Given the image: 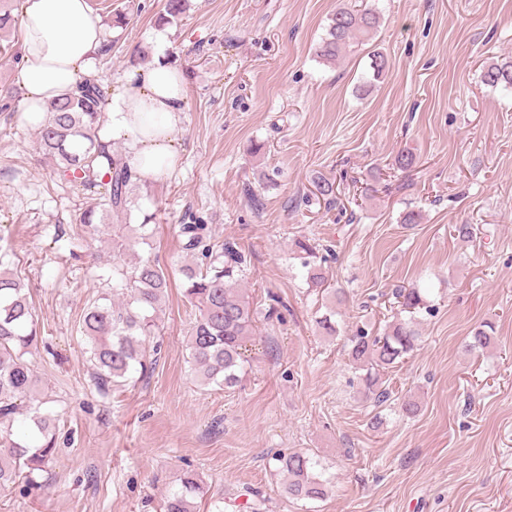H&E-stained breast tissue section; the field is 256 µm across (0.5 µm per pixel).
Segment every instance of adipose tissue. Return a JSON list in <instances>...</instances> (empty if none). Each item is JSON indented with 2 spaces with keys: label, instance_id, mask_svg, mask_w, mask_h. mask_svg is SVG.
<instances>
[{
  "label": "adipose tissue",
  "instance_id": "adipose-tissue-1",
  "mask_svg": "<svg viewBox=\"0 0 512 512\" xmlns=\"http://www.w3.org/2000/svg\"><path fill=\"white\" fill-rule=\"evenodd\" d=\"M22 42L13 84L20 121L35 127L50 101L92 71L103 23L89 0H21ZM185 110L181 70L165 60L127 71L112 89L99 136L123 142L130 166L144 179L168 174L179 161L177 128Z\"/></svg>",
  "mask_w": 512,
  "mask_h": 512
}]
</instances>
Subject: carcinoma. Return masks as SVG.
<instances>
[{"label": "carcinoma", "instance_id": "cac0c4a2", "mask_svg": "<svg viewBox=\"0 0 512 512\" xmlns=\"http://www.w3.org/2000/svg\"><path fill=\"white\" fill-rule=\"evenodd\" d=\"M380 25V14L372 9L340 6L330 18L316 48V56L334 63L348 48L370 42ZM487 86L512 88V59L491 62L481 72ZM108 91L97 79L86 77L62 97L47 105L37 126L41 150L53 161V175L59 181L93 193L94 204L80 216L84 233L95 235L111 217L135 206L141 177L127 157L114 152L102 141L98 129ZM147 223L119 224L112 238V250L124 251L127 243L148 241ZM182 249L196 258L182 273L188 283L186 296L198 311L188 339L190 363L202 386L234 388L242 380L246 343L254 336L258 311L248 296L236 287L246 264L244 254L231 242L212 241L209 225L199 217L179 225ZM0 253V489L37 484L35 473L43 471L55 453L56 418L24 404L37 391L38 376L27 355L37 342L33 307L23 285L8 268ZM127 290L118 305L91 300L86 306L79 331L90 344L94 379L101 389L122 386L127 374L148 371L145 339L158 331L162 302L169 277L154 260L137 257L113 266ZM401 307L412 313L425 306L419 288H398ZM419 331L412 320L395 321L381 335L371 336L358 329L349 337L350 355L365 368V394L377 406L389 400L380 372L398 363L413 350ZM494 345L492 332L475 329L466 351L483 352ZM29 420L27 433L13 437L10 423L17 416ZM277 470L288 476L284 491L296 499L325 497L328 479L316 471L317 459L302 452L278 453ZM209 488L199 475L186 472L180 488L164 501V512H196L195 501Z\"/></svg>", "mask_w": 512, "mask_h": 512}]
</instances>
